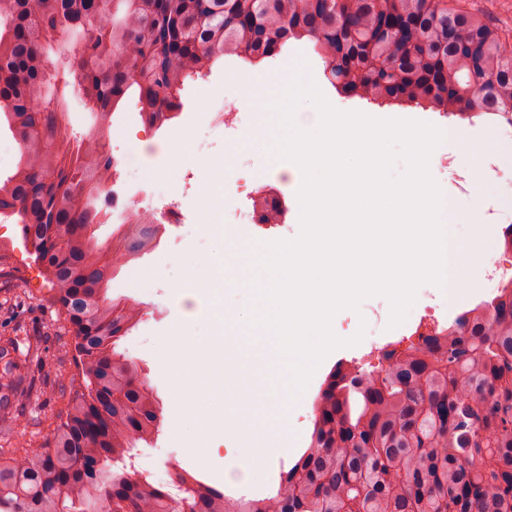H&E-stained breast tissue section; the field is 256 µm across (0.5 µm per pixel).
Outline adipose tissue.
I'll return each mask as SVG.
<instances>
[{
	"label": "adipose tissue",
	"mask_w": 512,
	"mask_h": 512,
	"mask_svg": "<svg viewBox=\"0 0 512 512\" xmlns=\"http://www.w3.org/2000/svg\"><path fill=\"white\" fill-rule=\"evenodd\" d=\"M171 349V387L178 415L210 421L224 435L241 437L243 446L232 459V468L251 475L265 468L273 458L287 453V439L271 436L265 426L249 420L257 393L253 379L239 372L240 355L231 353L219 364H211L210 343L187 331L176 336ZM219 369L225 373V390L234 395L239 405L238 413L227 415L210 405L216 385L215 372Z\"/></svg>",
	"instance_id": "ef3b65f1"
}]
</instances>
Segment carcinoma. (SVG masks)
Here are the masks:
<instances>
[{"label": "carcinoma", "instance_id": "obj_1", "mask_svg": "<svg viewBox=\"0 0 512 512\" xmlns=\"http://www.w3.org/2000/svg\"><path fill=\"white\" fill-rule=\"evenodd\" d=\"M290 40L313 43L324 78L347 97L512 126V42L448 0H0V115L20 148L0 215L19 217L81 367L50 448L0 453V512H100L108 499L112 512H173L175 502L185 512H512V288L384 350L376 373L336 363L308 446L272 497L232 501L185 470L163 488L129 470L161 411L138 365L115 351L140 308L112 302L108 288L120 250L142 252L160 227L125 217L137 229L120 243L94 241L116 175L110 114L133 92L159 128L182 110L184 82L217 59L259 64L278 55L270 43ZM69 48L95 117L76 142L60 134L68 82L51 57ZM259 203L257 223H281L276 197ZM51 224L72 225L60 252L46 247ZM20 357L0 337V384L36 399L41 390L16 376Z\"/></svg>", "mask_w": 512, "mask_h": 512}]
</instances>
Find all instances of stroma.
<instances>
[{
    "mask_svg": "<svg viewBox=\"0 0 512 512\" xmlns=\"http://www.w3.org/2000/svg\"><path fill=\"white\" fill-rule=\"evenodd\" d=\"M305 60L309 72L329 102L342 111H360L377 117L399 116L427 122L444 128L451 118L419 107L393 106L379 108L366 102L347 98L336 92L323 77V62L304 43L289 45L287 52L278 54L259 65L237 58L216 62L205 78L188 81L180 92L182 110L167 125L156 129L145 124L135 97H128L112 113L110 149L118 160L117 189L127 198L143 194L154 195L155 207L177 202L184 221L168 224L155 246L143 254L113 266L109 291L112 299L138 304L143 315L129 333L117 342V349L134 359L145 370L149 386L159 398L161 424L156 437L140 444L135 467L150 473L156 484L172 486L179 471L195 474L209 485L223 483L227 498L242 496L262 498L272 494L280 472L306 448L313 427V404L320 388L336 361L348 359L372 371L379 366V352L386 345L404 348L417 339V328L431 320L445 324L456 315L488 299L497 290L490 275L471 268L473 283L464 297L446 300L432 288L421 286L416 302L406 320L388 328L387 300L366 299L360 311L366 321L363 340L352 347H342L330 353L313 374L302 398L285 409H274L257 403L251 420L277 431L279 423H287L291 450L270 465L261 483L247 478L224 476V463L233 455V443L228 438L212 435L180 420L171 399L169 348L166 338L189 329L220 337L222 343L238 349L242 368L250 374L259 389H269L282 374V364L274 354V339L264 330L251 327L246 313L252 302L244 282H237L223 292L205 298L203 305L192 308L176 288L183 282L191 258L205 251L224 252V236L213 225L201 223L202 195L200 184H208L216 195L226 198L227 206L252 209L261 191L269 190L281 197L288 208L297 205L294 183L280 178L282 161L270 160L264 151L271 133L250 134L254 105L244 90L264 82L278 89L298 60ZM235 109L238 128L229 129L218 121L221 108ZM187 138V155L176 158L167 147L179 136ZM232 153L230 166L217 168L225 153ZM245 178L248 195H230L229 186L236 178ZM477 210L484 214L483 227L458 224L454 234L461 240H481L491 245L502 236L503 211H512V187H495L489 194L477 198ZM49 283L40 263L25 249L16 218L0 215V335L13 336L20 351L29 344H40L45 359L53 361L59 371L56 381L48 383L39 399L21 398L11 404L9 447L23 446L28 454L45 451L51 440L52 418L66 404L78 368L70 352L72 339L49 298ZM233 301L235 330L225 334L217 315L226 301ZM205 444L212 454L207 466H198L186 456L188 447Z\"/></svg>",
    "mask_w": 512,
    "mask_h": 512,
    "instance_id": "1",
    "label": "stroma"
}]
</instances>
